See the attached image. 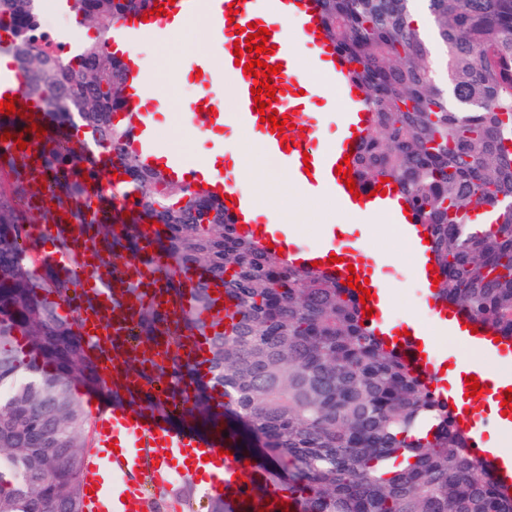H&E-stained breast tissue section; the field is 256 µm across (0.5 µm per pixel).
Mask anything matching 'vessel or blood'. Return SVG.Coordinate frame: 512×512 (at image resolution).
Returning <instances> with one entry per match:
<instances>
[{
	"instance_id": "1",
	"label": "vessel or blood",
	"mask_w": 512,
	"mask_h": 512,
	"mask_svg": "<svg viewBox=\"0 0 512 512\" xmlns=\"http://www.w3.org/2000/svg\"><path fill=\"white\" fill-rule=\"evenodd\" d=\"M270 12L280 18V25L269 26L268 45L273 54L264 55L269 65L280 66L273 77L276 99L271 107L279 115L287 116L290 123L284 133L271 131L269 123L261 122L257 105L251 93L256 81L244 75L236 66V59L250 61V52L235 56L234 44L245 41L244 27L254 23L267 26L263 17L253 9V0H175L167 14L142 18L134 12L120 19L122 37L132 41L143 33H162L181 22L204 19L211 32L222 33L219 51L201 50L189 62L190 69L201 70L203 77L235 78L232 111H225L211 89H204L192 102L193 108L186 120L196 131L208 132L225 123L234 124L254 134L267 156L284 163L302 183L333 188L337 198L358 217L382 213L388 215L400 235L412 246L415 254V274L425 286H432L435 277L430 265L433 255L425 241V224L418 220L395 187H388L386 195L375 192L374 184L357 183L347 189L342 176L335 169L345 155L359 157L363 143L371 128V114L364 107L362 94L356 93L351 78V63L331 49L322 35L323 25L319 0H269ZM236 8V16H229V8ZM311 49L315 68L335 76L344 100L341 110V132L334 146L318 151L313 138L302 135L308 124L307 105L315 89L306 84L296 72L295 52L298 45ZM125 63L129 91L126 103L117 118L128 129L125 147L150 167L165 166L171 178L199 183L197 165L178 153L161 156L156 144L154 109L145 102L142 92L151 80L148 65L133 50H118ZM14 96L15 114L0 117V147L9 155H18L19 142L35 146L40 138L30 131L33 123H41L42 113L38 101L24 92V76L14 66L0 68V101ZM293 139L294 148H284L283 138ZM207 187L219 197L229 198L226 209L235 224L244 226L247 234L260 244H274L284 255L300 266L320 261L326 263L328 274L339 281H347L349 274L365 277L369 258L362 251L344 254L342 262L329 263L336 250L335 244H319L313 248L289 246L282 229L276 224L259 223L258 197L244 192L237 180L224 174L214 175ZM60 277L76 276L84 303L80 309L60 304L62 316L72 319L74 330L92 345L102 385L98 391L80 390L79 395L89 408L95 425V443L88 457L83 488L87 512H143L149 507L148 488L170 487L188 475H196L206 493L224 501L229 512H285L287 497L268 483L265 469L250 465L248 449L238 447L234 438L226 436L224 412L228 399L223 388L209 390V419H201L191 408V397L199 383L210 376V343L208 336L185 334L184 358L193 372V381L182 385L181 396L166 393L155 378L164 366L165 343H158L154 355L138 369L125 364V352L133 348L130 336L131 322L126 318L129 309L151 307L159 310L163 327L173 326L184 315L205 322H217L226 328L235 313L232 300L222 290H214L211 309H199L197 286L206 280V273L189 267L166 273L167 260L157 245H149L144 259H129L124 264L125 277L140 283V290L132 296L116 288L114 281L104 275L98 253L83 236H76L72 253L60 254L52 260ZM368 307L373 308L367 321L387 348L399 350L404 358L432 385L437 398L453 407L456 419L461 420L475 453L492 468L496 480L507 491L512 490V455L493 448L480 431L473 417L458 403L452 388L447 387L438 361L424 345L422 329L411 328L409 334L398 335L387 322L389 305L388 286L374 283L370 286ZM430 309L440 319L449 320L452 333L468 338L476 349L486 353L512 356V340L495 339L485 327L471 332L462 316H450L448 306L430 302ZM473 373L487 396L494 403H502L505 392L512 388V376L497 378L482 367Z\"/></svg>"
}]
</instances>
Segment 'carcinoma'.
I'll list each match as a JSON object with an SVG mask.
<instances>
[{"label": "carcinoma", "mask_w": 512, "mask_h": 512, "mask_svg": "<svg viewBox=\"0 0 512 512\" xmlns=\"http://www.w3.org/2000/svg\"><path fill=\"white\" fill-rule=\"evenodd\" d=\"M149 0H65L76 23L97 35L63 50L44 28L40 0H0V29L56 127L76 126L118 166L137 209L122 216L98 191L96 167L65 141L35 147L36 163L10 158L0 182V512H83L88 414L73 384L96 386L85 342L58 312L76 302V278L61 279L35 257L16 200L47 194L71 231L102 254L106 273L119 244L145 254L140 224L164 229L169 267L208 278L198 306L211 308L220 283L239 318L211 340L209 385L224 388L227 429L258 440L275 470L286 466L299 512H512V495L485 479L448 406L362 320L355 296L322 271L296 267L240 232L207 192L147 170L125 149L126 72L110 32ZM328 38L353 64L372 112L357 160L367 183L389 177L428 225L440 269L437 297L512 339V0H425L444 52L447 87L433 79L415 0H320ZM28 338L31 358L7 348ZM159 318L143 308L127 360H148ZM169 376H186L182 331L169 332Z\"/></svg>", "instance_id": "1"}]
</instances>
